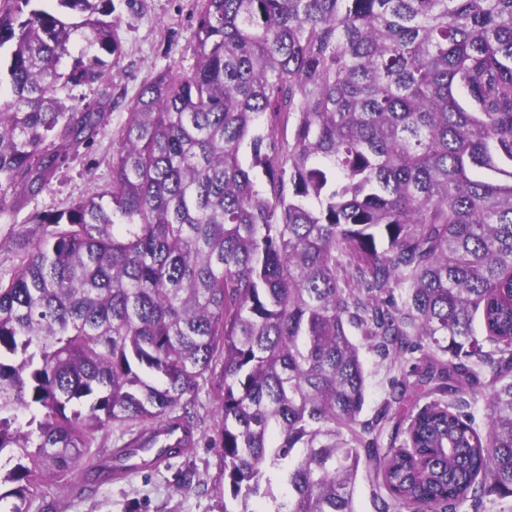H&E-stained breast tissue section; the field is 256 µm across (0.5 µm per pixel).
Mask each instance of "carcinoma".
Listing matches in <instances>:
<instances>
[{"label":"carcinoma","instance_id":"obj_1","mask_svg":"<svg viewBox=\"0 0 512 512\" xmlns=\"http://www.w3.org/2000/svg\"><path fill=\"white\" fill-rule=\"evenodd\" d=\"M41 2L0 0V211L90 143L99 103L62 94L119 54L112 0ZM197 40L131 105L108 186L33 215L0 278V501L112 480L85 472L108 428L191 427L207 381L218 512H260L275 470L274 512H355L363 465L376 512L511 498L512 0H200ZM352 328L428 359L366 421ZM429 397L379 455L392 405Z\"/></svg>","mask_w":512,"mask_h":512}]
</instances>
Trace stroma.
<instances>
[{"label":"stroma","instance_id":"35a3bbf8","mask_svg":"<svg viewBox=\"0 0 512 512\" xmlns=\"http://www.w3.org/2000/svg\"><path fill=\"white\" fill-rule=\"evenodd\" d=\"M112 27L120 55L104 82L75 87V102L101 101L106 118L88 148L68 158L47 187L19 207L0 212V278L9 279L15 266V243L35 238L37 212H53L95 194L112 178L116 132L144 85L168 70L188 72L197 62L199 0H112ZM352 340L360 349L366 375L362 419H371L388 396L393 376L386 361L373 352L360 333ZM194 428L200 441L160 467L81 492L73 477L51 478L41 486L37 504L47 512H217L215 485L220 479L219 451L213 448L217 408L208 385L195 396ZM193 472L189 492L177 489L181 474Z\"/></svg>","mask_w":512,"mask_h":512}]
</instances>
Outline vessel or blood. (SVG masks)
<instances>
[{"label":"vessel or blood","instance_id":"b4317fda","mask_svg":"<svg viewBox=\"0 0 512 512\" xmlns=\"http://www.w3.org/2000/svg\"><path fill=\"white\" fill-rule=\"evenodd\" d=\"M195 434L191 428L170 421L164 437L152 442L146 448H118L112 455V473L115 479L149 469L157 468L170 459L185 452L187 446L193 445Z\"/></svg>","mask_w":512,"mask_h":512}]
</instances>
